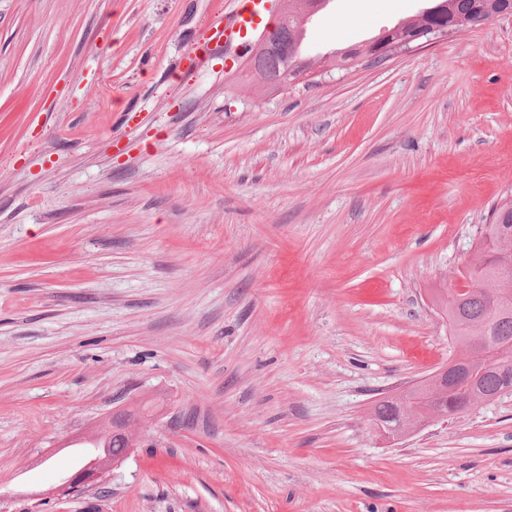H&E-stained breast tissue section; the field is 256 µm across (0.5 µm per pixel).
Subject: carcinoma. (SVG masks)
Listing matches in <instances>:
<instances>
[{"mask_svg": "<svg viewBox=\"0 0 512 512\" xmlns=\"http://www.w3.org/2000/svg\"><path fill=\"white\" fill-rule=\"evenodd\" d=\"M288 0V25L279 31L278 38L288 50L265 52L257 49L259 67L255 79L262 88H272L275 80L292 64L307 65L298 42L306 24V16L295 11ZM448 27L464 31L480 19L512 15V0H431ZM506 243L512 248V196L494 206L489 223L483 225L481 237L460 277L468 291L461 294L458 303L445 299L440 303L442 317L448 320V341L465 354L472 337L483 336L498 350L494 361L481 360L473 364L474 379L466 386L440 393L433 401L416 403L417 409H429L446 414L451 419L482 403L497 399L504 388L502 366L512 369V253L498 248ZM373 414L381 421L397 424L394 403L384 398L377 402ZM131 415L121 414V422L114 425L112 434L101 433L90 441L101 449L99 456L116 462L134 447L137 437L126 431Z\"/></svg>", "mask_w": 512, "mask_h": 512, "instance_id": "carcinoma-1", "label": "carcinoma"}]
</instances>
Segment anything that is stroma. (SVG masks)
Masks as SVG:
<instances>
[{"instance_id": "obj_1", "label": "stroma", "mask_w": 512, "mask_h": 512, "mask_svg": "<svg viewBox=\"0 0 512 512\" xmlns=\"http://www.w3.org/2000/svg\"><path fill=\"white\" fill-rule=\"evenodd\" d=\"M429 0H328L311 60ZM236 0H0V512H512V395L401 445L512 194V16L278 90ZM138 446L59 492L117 410ZM243 7L236 15L224 22V27L216 26V36L224 38L227 45L237 44L246 46L249 38L254 36L261 28L265 16L274 13L278 8L279 0H242ZM406 416H405V420H403L400 423V425H398L396 427H392L388 431H386L382 428H378V427L377 428L384 435V437L389 440L390 443H394V442H400V441L406 439L407 437L426 429L430 425L434 424L435 421L441 419L440 415L432 414L424 421H422L416 425H410L406 421Z\"/></svg>"}]
</instances>
